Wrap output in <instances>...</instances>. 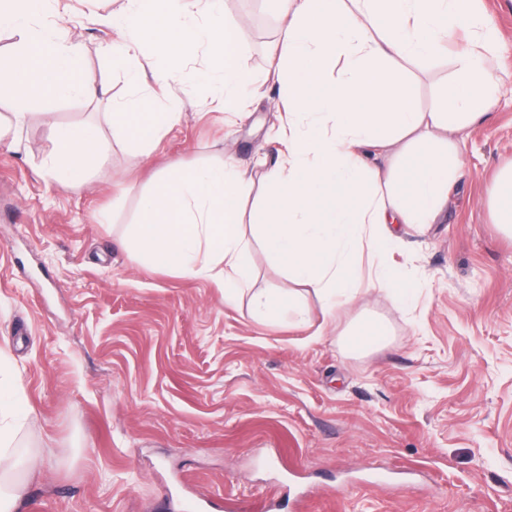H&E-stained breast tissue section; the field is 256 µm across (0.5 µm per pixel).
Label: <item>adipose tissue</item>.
Wrapping results in <instances>:
<instances>
[{"label":"adipose tissue","instance_id":"adipose-tissue-1","mask_svg":"<svg viewBox=\"0 0 512 512\" xmlns=\"http://www.w3.org/2000/svg\"><path fill=\"white\" fill-rule=\"evenodd\" d=\"M58 0H0V32L17 35L0 52V89L19 103L42 98L103 102L120 143L150 151L180 121V96L197 73L187 61L207 49L220 66L222 106L238 115L248 78L238 30L225 21L218 0H125L120 12L97 15L115 41L102 52L142 93L145 44L170 59L153 66L152 79L166 101L144 112L138 103L112 101L105 82L80 68V42L57 35ZM287 25L272 64L288 95L287 152L267 167L264 193L251 215L242 202L249 186L233 163L189 172L171 170L142 198L134 239L146 263L196 277H217L224 298L245 297L255 318L307 320L301 287L311 288L327 311L355 303L365 289L405 306L414 283L387 265L408 224L425 229L448 205L461 171L456 134L496 106L497 78L485 65L497 34L476 0H276ZM471 49L458 54L449 86L430 110L415 97L406 62L443 54L457 29ZM53 149L41 173L58 189L86 182L109 154L92 124H54ZM393 150L384 167L370 152ZM491 218L512 235V164L500 169L487 199ZM262 248L288 287H254L253 251ZM373 263L362 272L360 258ZM386 324L358 317L341 335L347 351L366 354L387 339ZM19 376L0 377V457L8 456L20 406Z\"/></svg>","mask_w":512,"mask_h":512}]
</instances>
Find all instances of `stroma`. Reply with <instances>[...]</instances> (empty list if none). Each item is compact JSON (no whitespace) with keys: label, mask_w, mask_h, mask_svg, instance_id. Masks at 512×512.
I'll use <instances>...</instances> for the list:
<instances>
[{"label":"stroma","mask_w":512,"mask_h":512,"mask_svg":"<svg viewBox=\"0 0 512 512\" xmlns=\"http://www.w3.org/2000/svg\"><path fill=\"white\" fill-rule=\"evenodd\" d=\"M82 67L123 101L121 73L99 53L111 30L91 15L121 0H60ZM240 25L254 98L231 121L213 63L181 122L151 154L98 134L108 162L77 188L41 175L54 123L95 120L84 101L25 109L19 147L0 142V370L20 372L14 450L38 472L16 512H512V237L493 224L487 191L512 163V0H479L500 37L491 116L465 141L463 174L426 234L405 232L390 261L419 289L394 307L376 290L327 316L305 294L306 325L255 320L217 281L141 262L131 246L152 178L231 158L254 189L275 160L279 92L270 51L274 0H223ZM421 108L448 84L454 59L408 62ZM373 315L377 351L346 354L342 332Z\"/></svg>","instance_id":"obj_1"}]
</instances>
